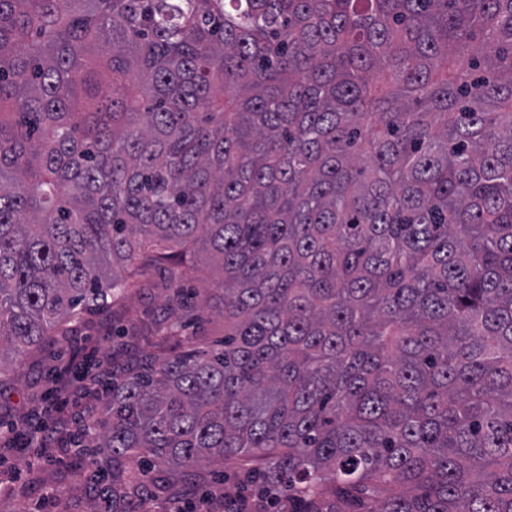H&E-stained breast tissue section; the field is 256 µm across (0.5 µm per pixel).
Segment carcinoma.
<instances>
[{
	"label": "carcinoma",
	"instance_id": "obj_1",
	"mask_svg": "<svg viewBox=\"0 0 512 512\" xmlns=\"http://www.w3.org/2000/svg\"><path fill=\"white\" fill-rule=\"evenodd\" d=\"M146 251L224 338L112 384V498L271 450L295 512H512V0H0V368Z\"/></svg>",
	"mask_w": 512,
	"mask_h": 512
}]
</instances>
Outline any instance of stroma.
I'll return each mask as SVG.
<instances>
[{"mask_svg":"<svg viewBox=\"0 0 512 512\" xmlns=\"http://www.w3.org/2000/svg\"><path fill=\"white\" fill-rule=\"evenodd\" d=\"M142 287L113 300L102 311L81 315L73 334L53 336L45 350L31 352L0 376V428L20 419L31 422L51 417L47 392L55 372L67 365L77 350L111 361L124 371L147 354H177L203 347L224 335V320L206 303L181 309L168 304L174 288L215 287L217 276L193 264L157 267L140 261ZM107 403L103 388L71 397L60 415L68 425L55 435L51 457L37 461L33 448L0 447V512H139L134 498L112 501V460L92 445L76 449L74 416L91 409L102 413ZM258 460L230 458L202 466L195 483L197 498L184 500L180 473L166 475V489L151 499L152 512H224L228 502L246 504L249 512H287L288 502L274 491L251 483L249 472L259 470Z\"/></svg>","mask_w":512,"mask_h":512,"instance_id":"stroma-1","label":"stroma"}]
</instances>
